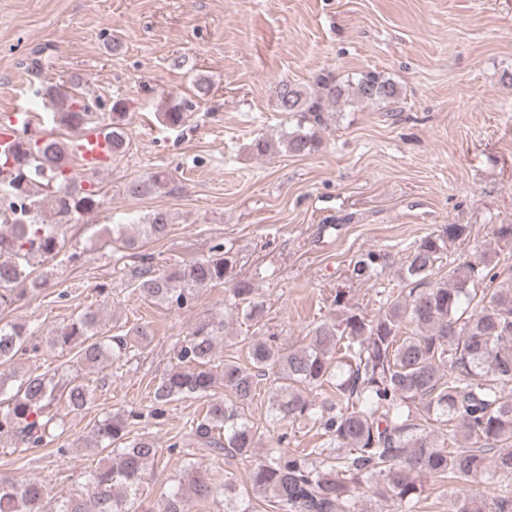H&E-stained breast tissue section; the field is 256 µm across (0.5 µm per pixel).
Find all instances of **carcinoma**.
Listing matches in <instances>:
<instances>
[{"label": "carcinoma", "instance_id": "obj_1", "mask_svg": "<svg viewBox=\"0 0 512 512\" xmlns=\"http://www.w3.org/2000/svg\"><path fill=\"white\" fill-rule=\"evenodd\" d=\"M351 88L357 99L368 103L399 95L391 79L374 71L348 85L331 71L316 74L311 89L280 82V111L298 113L310 126L306 133L288 135L286 149L298 155L317 151L316 129L328 125ZM37 94L60 127L74 132L99 124L95 103L77 91L51 85ZM125 117V102L115 100L107 122L113 157L127 146ZM162 117L168 126L179 128L187 118V105L174 104ZM72 162L67 142L29 138L23 132L12 155L0 156V203L19 197L29 204L25 222L0 234V310L44 286L29 267L30 257L57 258L65 245V218L90 212L102 200V187L93 178L81 195H72ZM167 181L166 172L156 171L127 183L124 192L143 197ZM47 204L60 217L55 224L40 221ZM169 224L170 215L156 210L140 228L158 239ZM465 231L462 224H446L441 233L426 237L397 270L408 288L371 319L353 311L339 322H320L308 331L305 345L288 351L269 339L253 340L245 362L226 360L218 372L212 361L224 336L220 314L176 344V364L153 386L148 414L154 418L164 416L175 399L204 404L183 437L169 445L171 454L201 448L216 456L254 458L258 436L249 409L262 384L271 393L270 422L317 424L327 437L326 447L290 451L283 447L286 436H280L277 447L252 464L244 489L228 477L216 485L189 463L161 502L146 506L142 484L148 464L161 449L148 438L131 436L137 413L117 411L94 429L95 443L106 455L89 473L82 492L55 501L38 480L1 476L0 512H193L218 497L224 498V512H256L253 500L260 498L280 512H359L354 491L364 481L374 486L376 500L395 503L398 512H415L428 478L452 485L484 475L511 478L512 286L499 282L501 272L495 267L471 262L433 278L448 242ZM141 260L134 290L147 301L181 310L200 289L228 282L225 304L230 310L247 321L261 317L263 304L256 300L255 288L234 277L232 257L220 244L168 274L156 273L151 257ZM386 266L387 255L371 251L354 263L352 272L371 279ZM476 279L485 283L478 292L471 288ZM20 283L25 287L17 288ZM98 323V313L88 309L31 347L35 327L0 325V437L14 440L18 452L59 439L64 421L54 407L81 412L95 402L98 385L78 374L62 382L46 374H22L11 367L14 359L29 350L38 352L43 344L75 349L77 366L90 372L128 362L133 348L129 337L100 336ZM218 386L224 388L222 398L215 397ZM317 391L322 392L319 400L311 396ZM432 421L446 427V433L428 429ZM459 427L465 442L445 446ZM448 512H512V485H500L491 501L454 492Z\"/></svg>", "mask_w": 512, "mask_h": 512}]
</instances>
